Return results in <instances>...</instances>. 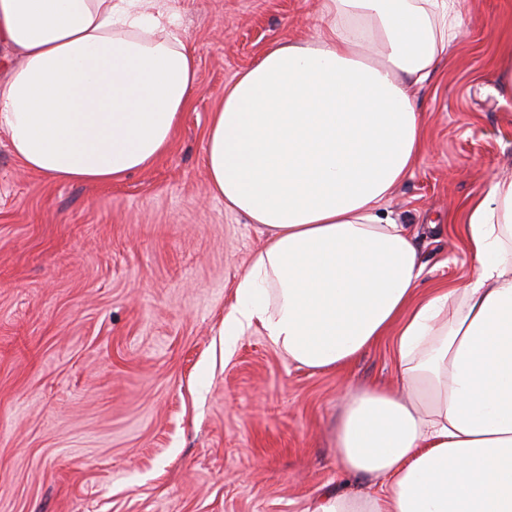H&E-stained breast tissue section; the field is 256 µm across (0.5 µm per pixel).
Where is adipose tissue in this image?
I'll use <instances>...</instances> for the list:
<instances>
[{"instance_id":"obj_1","label":"adipose tissue","mask_w":512,"mask_h":512,"mask_svg":"<svg viewBox=\"0 0 512 512\" xmlns=\"http://www.w3.org/2000/svg\"><path fill=\"white\" fill-rule=\"evenodd\" d=\"M145 0H0V129L31 171L109 184L167 153L197 87L170 8ZM224 92L206 140L211 192L268 236L236 286L224 343L253 326L289 360L339 370L394 335L400 391L347 396L343 474L307 512H512V180L466 204L474 263L419 295L425 264L384 210L425 147L410 90L448 54L459 0H321Z\"/></svg>"}]
</instances>
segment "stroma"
Here are the masks:
<instances>
[{"instance_id": "stroma-1", "label": "stroma", "mask_w": 512, "mask_h": 512, "mask_svg": "<svg viewBox=\"0 0 512 512\" xmlns=\"http://www.w3.org/2000/svg\"><path fill=\"white\" fill-rule=\"evenodd\" d=\"M197 90L169 151L122 181H55L0 132V512H307L347 484L348 390L398 385L394 340L341 370L297 367L224 316L267 233L209 188L224 90L266 51L314 41L320 0H171ZM462 34L412 89L428 150L384 208L415 236L422 291L474 272L449 214L512 177V0H460Z\"/></svg>"}]
</instances>
